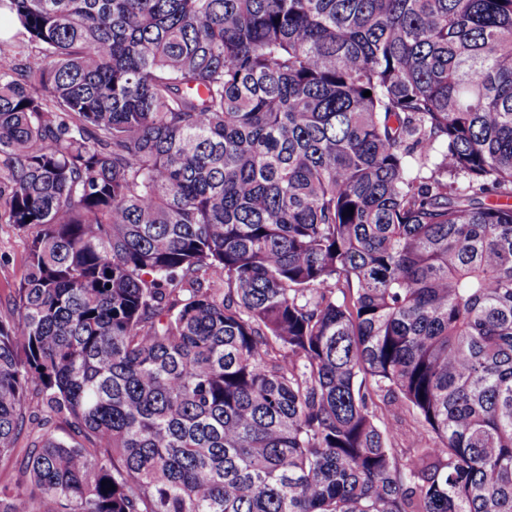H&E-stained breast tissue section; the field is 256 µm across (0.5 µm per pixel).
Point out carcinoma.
Returning a JSON list of instances; mask_svg holds the SVG:
<instances>
[{"label":"carcinoma","mask_w":512,"mask_h":512,"mask_svg":"<svg viewBox=\"0 0 512 512\" xmlns=\"http://www.w3.org/2000/svg\"><path fill=\"white\" fill-rule=\"evenodd\" d=\"M2 13L0 512H512V0ZM34 230L22 232L0 223V320L16 317L12 297L26 273L28 242Z\"/></svg>","instance_id":"cac0c4a2"}]
</instances>
